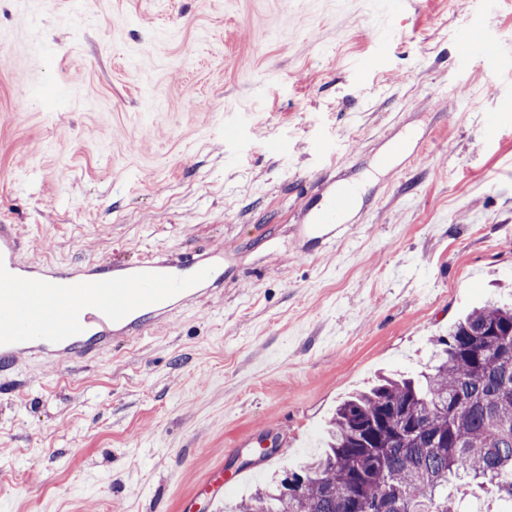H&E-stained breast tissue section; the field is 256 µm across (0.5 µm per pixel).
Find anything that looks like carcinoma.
Listing matches in <instances>:
<instances>
[{"mask_svg": "<svg viewBox=\"0 0 512 512\" xmlns=\"http://www.w3.org/2000/svg\"><path fill=\"white\" fill-rule=\"evenodd\" d=\"M419 379L345 399L326 448L239 512H458L451 478L512 503V306L473 310Z\"/></svg>", "mask_w": 512, "mask_h": 512, "instance_id": "1", "label": "carcinoma"}]
</instances>
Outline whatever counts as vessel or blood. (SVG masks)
Listing matches in <instances>:
<instances>
[{
	"mask_svg": "<svg viewBox=\"0 0 512 512\" xmlns=\"http://www.w3.org/2000/svg\"><path fill=\"white\" fill-rule=\"evenodd\" d=\"M359 204L352 183L329 182L327 196L313 204L308 232L321 240L335 238ZM22 247L17 225L0 224V377L26 359L83 364L224 280V256L217 252L59 266L22 262ZM204 484L211 490L210 512H220L223 466H214Z\"/></svg>",
	"mask_w": 512,
	"mask_h": 512,
	"instance_id": "1",
	"label": "vessel or blood"
}]
</instances>
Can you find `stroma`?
Listing matches in <instances>:
<instances>
[{"mask_svg":"<svg viewBox=\"0 0 512 512\" xmlns=\"http://www.w3.org/2000/svg\"><path fill=\"white\" fill-rule=\"evenodd\" d=\"M402 135L421 158L380 168ZM322 142L365 198L329 242ZM2 223L28 263L219 251L224 282L89 366L20 365L0 512H181L218 463L231 510L512 299V0H0Z\"/></svg>","mask_w":512,"mask_h":512,"instance_id":"1","label":"stroma"}]
</instances>
